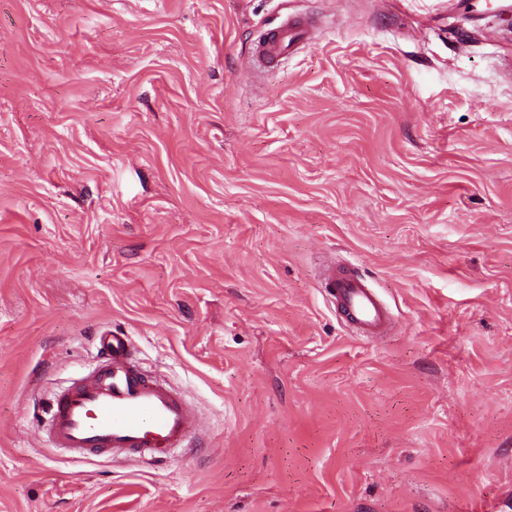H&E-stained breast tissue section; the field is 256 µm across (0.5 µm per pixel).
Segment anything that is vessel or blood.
<instances>
[{
	"label": "vessel or blood",
	"mask_w": 512,
	"mask_h": 512,
	"mask_svg": "<svg viewBox=\"0 0 512 512\" xmlns=\"http://www.w3.org/2000/svg\"><path fill=\"white\" fill-rule=\"evenodd\" d=\"M310 40L307 22L288 20L268 31L257 53L275 59ZM321 279L326 293L360 335L379 336L390 328L388 307L363 278L341 276L330 267ZM99 344L93 370L55 397L44 442L76 460L105 454L143 464L186 447L199 421L182 395L141 373L132 361L128 336L106 332Z\"/></svg>",
	"instance_id": "b4317fda"
}]
</instances>
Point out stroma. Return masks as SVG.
<instances>
[{
	"label": "stroma",
	"instance_id": "35a3bbf8",
	"mask_svg": "<svg viewBox=\"0 0 512 512\" xmlns=\"http://www.w3.org/2000/svg\"><path fill=\"white\" fill-rule=\"evenodd\" d=\"M290 16L315 42L255 68ZM106 329L193 447L42 446ZM0 512H512V13L0 0ZM326 293L361 336H381L391 326L390 311L374 288L356 274L340 276L336 267L321 275Z\"/></svg>",
	"mask_w": 512,
	"mask_h": 512
}]
</instances>
